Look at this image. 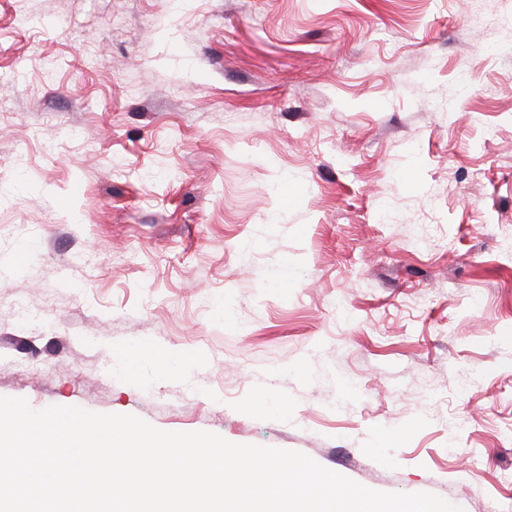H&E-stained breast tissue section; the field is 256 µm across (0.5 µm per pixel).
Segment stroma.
Masks as SVG:
<instances>
[{
	"mask_svg": "<svg viewBox=\"0 0 512 512\" xmlns=\"http://www.w3.org/2000/svg\"><path fill=\"white\" fill-rule=\"evenodd\" d=\"M172 2L0 0V396L512 512V0ZM121 360V369L125 374L132 378L139 377L140 374V356L143 349L135 345H123L117 349ZM150 356L160 376H168L183 369L194 358L188 352H177L164 347L153 348Z\"/></svg>",
	"mask_w": 512,
	"mask_h": 512,
	"instance_id": "35a3bbf8",
	"label": "stroma"
}]
</instances>
